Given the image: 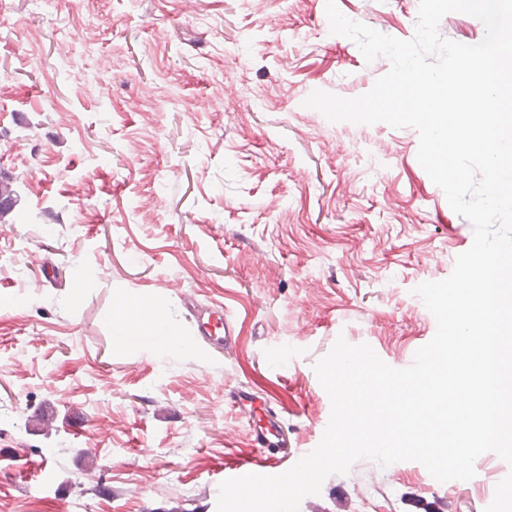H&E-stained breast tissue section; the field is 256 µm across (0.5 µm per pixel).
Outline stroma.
I'll use <instances>...</instances> for the list:
<instances>
[{
  "instance_id": "obj_1",
  "label": "stroma",
  "mask_w": 512,
  "mask_h": 512,
  "mask_svg": "<svg viewBox=\"0 0 512 512\" xmlns=\"http://www.w3.org/2000/svg\"><path fill=\"white\" fill-rule=\"evenodd\" d=\"M412 38L419 0H336ZM326 0H0V501L12 512H217L250 426L282 418L288 461L320 443L314 366L337 338L408 367L434 336L416 295L473 229L417 160L411 128L333 123L390 68L332 34ZM58 213L63 230L40 224ZM150 313L118 320L138 297ZM228 314L193 336L185 299ZM185 342L169 344L170 333ZM254 395L251 413L232 404ZM88 420L69 426L73 410ZM468 481L370 460L299 512H484L512 472ZM195 335L202 338L228 345L233 339V327L229 318L219 311H212L205 316H197L195 320Z\"/></svg>"
}]
</instances>
